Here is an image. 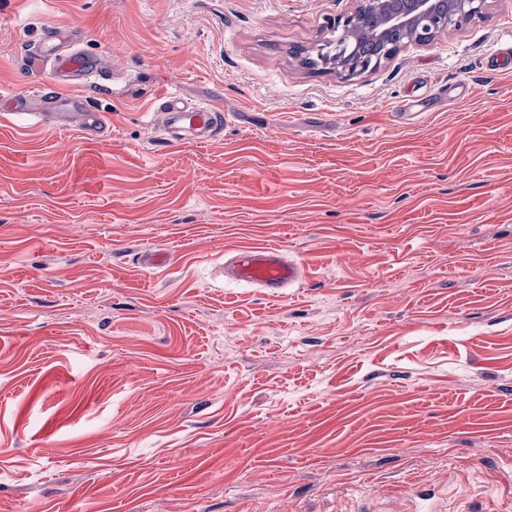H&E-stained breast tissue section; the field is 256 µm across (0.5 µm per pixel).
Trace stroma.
<instances>
[{
    "mask_svg": "<svg viewBox=\"0 0 512 512\" xmlns=\"http://www.w3.org/2000/svg\"><path fill=\"white\" fill-rule=\"evenodd\" d=\"M357 5L0 0V95L47 25L111 73L104 137L0 120V506L512 512V0L310 66ZM160 88L227 125L165 146ZM249 243L301 286L225 279ZM394 54L392 51L387 52L377 61H373L354 54L347 44L337 40L336 43H328L319 49L317 63L323 70L336 73V76L353 78L376 69Z\"/></svg>",
    "mask_w": 512,
    "mask_h": 512,
    "instance_id": "1",
    "label": "stroma"
}]
</instances>
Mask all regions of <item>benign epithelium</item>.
I'll return each mask as SVG.
<instances>
[{
  "mask_svg": "<svg viewBox=\"0 0 512 512\" xmlns=\"http://www.w3.org/2000/svg\"><path fill=\"white\" fill-rule=\"evenodd\" d=\"M369 4L376 8L381 33L402 29L409 33L406 43L426 46L451 26L483 16L488 0H445L443 3L440 0H360L359 8L334 21V28L352 27L357 14ZM393 55L394 52H387L373 61L354 54L338 41L319 49L317 63L341 78H353L376 69Z\"/></svg>",
  "mask_w": 512,
  "mask_h": 512,
  "instance_id": "7a95c632",
  "label": "benign epithelium"
}]
</instances>
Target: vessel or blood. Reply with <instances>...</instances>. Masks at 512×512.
Masks as SVG:
<instances>
[{"instance_id":"b4317fda","label":"vessel or blood","mask_w":512,"mask_h":512,"mask_svg":"<svg viewBox=\"0 0 512 512\" xmlns=\"http://www.w3.org/2000/svg\"><path fill=\"white\" fill-rule=\"evenodd\" d=\"M20 65L30 71L49 68L52 79L42 86L39 107H31L26 96L11 95L0 99L1 110L12 116H33L44 123L74 128L91 137L99 133L102 120L88 108L80 89L103 71L102 60L73 48L71 42L49 28L41 41L25 45ZM154 109L161 117L163 141L169 146L211 140L228 120L227 114L213 105L185 102L170 89L156 92ZM224 272L226 278L252 283L270 296L281 295L304 277L299 263L271 246L239 248L225 259Z\"/></svg>"}]
</instances>
